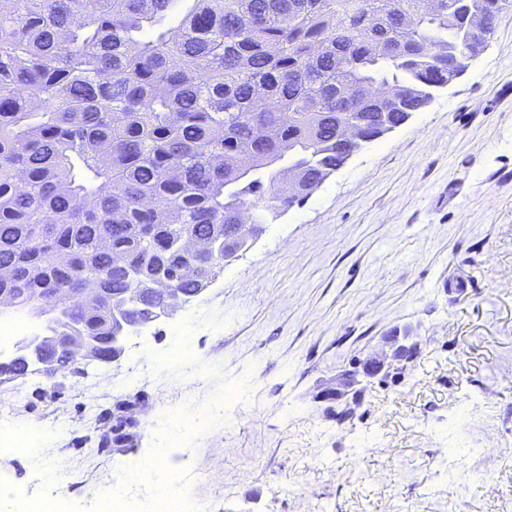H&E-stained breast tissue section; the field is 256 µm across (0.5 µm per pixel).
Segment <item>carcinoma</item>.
Instances as JSON below:
<instances>
[{"label":"carcinoma","mask_w":512,"mask_h":512,"mask_svg":"<svg viewBox=\"0 0 512 512\" xmlns=\"http://www.w3.org/2000/svg\"><path fill=\"white\" fill-rule=\"evenodd\" d=\"M512 0H0L1 288L62 301L111 353L112 302L164 269L186 298L236 257L238 210L271 224L302 203L276 156L325 179L424 109L475 47L471 20ZM394 96L372 102L370 86ZM352 123L360 139L342 140ZM259 160L249 178L237 162ZM187 236L214 237L215 259ZM167 295L134 307L154 316Z\"/></svg>","instance_id":"1"}]
</instances>
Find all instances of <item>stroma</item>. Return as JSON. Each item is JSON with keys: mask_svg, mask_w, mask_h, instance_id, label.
<instances>
[{"mask_svg": "<svg viewBox=\"0 0 512 512\" xmlns=\"http://www.w3.org/2000/svg\"><path fill=\"white\" fill-rule=\"evenodd\" d=\"M403 325L415 359L368 384L351 419L326 415L318 386ZM219 401L208 432L155 466L165 436ZM125 402L147 417L116 448ZM458 442L488 448L482 479L449 472ZM186 463L193 512H512V10L455 83L118 361L0 383V512L50 493L99 512Z\"/></svg>", "mask_w": 512, "mask_h": 512, "instance_id": "1", "label": "stroma"}]
</instances>
